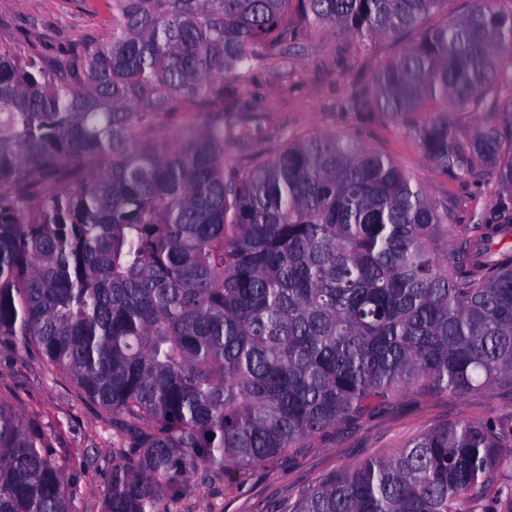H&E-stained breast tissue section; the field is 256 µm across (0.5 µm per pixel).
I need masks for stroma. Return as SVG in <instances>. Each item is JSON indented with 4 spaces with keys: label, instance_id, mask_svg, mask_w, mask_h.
<instances>
[{
    "label": "stroma",
    "instance_id": "1",
    "mask_svg": "<svg viewBox=\"0 0 512 512\" xmlns=\"http://www.w3.org/2000/svg\"><path fill=\"white\" fill-rule=\"evenodd\" d=\"M109 0H0V38L21 54L52 58L61 49L89 43L106 34ZM350 40L307 33L287 61L273 59L258 69L247 88L236 94L233 110L277 145L309 135H347L366 149L389 156L438 204L448 221L469 225L473 210L493 211L498 190L494 176L460 181L425 160L411 120L364 113L350 101L357 87L371 84L392 55L390 38L376 39L372 56L354 61ZM0 398L24 416L51 424L62 466L70 454L112 445V414L88 401L75 382L35 349H0ZM512 418V386L500 383L463 398L409 395L390 409L371 411L357 420L307 440L303 448L272 464L252 468L238 490L221 496L222 512H290L301 489L323 477L403 446L413 437L449 421Z\"/></svg>",
    "mask_w": 512,
    "mask_h": 512
}]
</instances>
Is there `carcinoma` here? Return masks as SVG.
<instances>
[{
	"instance_id": "obj_1",
	"label": "carcinoma",
	"mask_w": 512,
	"mask_h": 512,
	"mask_svg": "<svg viewBox=\"0 0 512 512\" xmlns=\"http://www.w3.org/2000/svg\"><path fill=\"white\" fill-rule=\"evenodd\" d=\"M110 0L107 34L54 60L0 40V346L33 344L112 412L101 512H214L229 472L419 392L512 382V6L470 0ZM444 19L423 27L432 15ZM391 37L353 100L408 117L457 179L504 199L457 233L413 177L358 141L258 133L225 102L299 29ZM206 103L210 115L178 119ZM48 424L0 398V512H73ZM512 502V422L436 426L299 492L292 512H478ZM452 113L451 118L463 134H469L479 127L498 125L502 119V112H470L468 109H462Z\"/></svg>"
}]
</instances>
